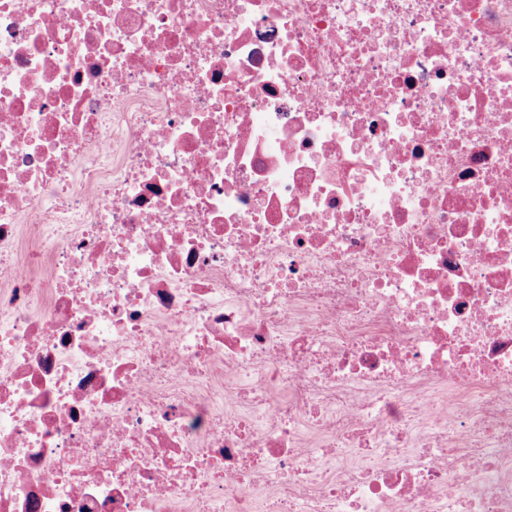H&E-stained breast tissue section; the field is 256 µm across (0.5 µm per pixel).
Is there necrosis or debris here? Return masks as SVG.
<instances>
[{
  "label": "necrosis or debris",
  "instance_id": "1",
  "mask_svg": "<svg viewBox=\"0 0 512 512\" xmlns=\"http://www.w3.org/2000/svg\"><path fill=\"white\" fill-rule=\"evenodd\" d=\"M512 512V0H0V512Z\"/></svg>",
  "mask_w": 512,
  "mask_h": 512
}]
</instances>
